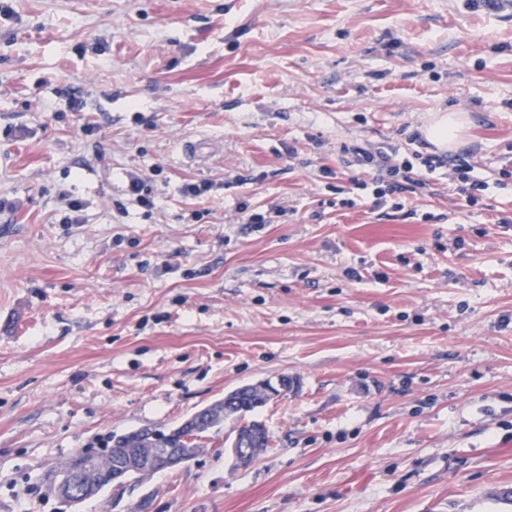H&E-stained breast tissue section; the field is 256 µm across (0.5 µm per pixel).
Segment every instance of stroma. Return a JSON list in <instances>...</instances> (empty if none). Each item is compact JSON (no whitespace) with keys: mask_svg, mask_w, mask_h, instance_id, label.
<instances>
[{"mask_svg":"<svg viewBox=\"0 0 512 512\" xmlns=\"http://www.w3.org/2000/svg\"><path fill=\"white\" fill-rule=\"evenodd\" d=\"M10 7L0 512H512V16L484 0ZM448 111L488 183L477 205L444 168L415 165L423 193L381 199L348 168L353 143L412 159ZM134 172L154 209L127 194ZM282 376L249 467L226 453L229 418L194 461L77 509L46 490L76 452Z\"/></svg>","mask_w":512,"mask_h":512,"instance_id":"obj_1","label":"stroma"}]
</instances>
